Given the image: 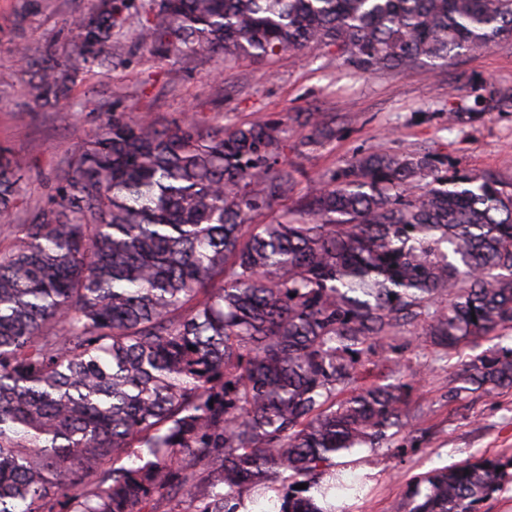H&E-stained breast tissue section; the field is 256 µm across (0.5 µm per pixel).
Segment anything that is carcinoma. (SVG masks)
<instances>
[{"mask_svg":"<svg viewBox=\"0 0 512 512\" xmlns=\"http://www.w3.org/2000/svg\"><path fill=\"white\" fill-rule=\"evenodd\" d=\"M138 16L128 31L126 21ZM129 35L160 61L269 59L325 44L364 71L438 68L512 41V0H93L70 50L10 51L27 111L112 71ZM512 112V86L448 127ZM304 115L299 146L336 136ZM277 119L172 128L108 113L0 251V512H336L335 459L408 426L401 384L358 385L406 328L448 352L512 331V182L416 152L353 157L267 224L294 180ZM27 160L0 157V213ZM512 387V348L470 358L451 396ZM136 456L128 466L124 459ZM306 483L322 498L300 496ZM512 483L498 456L411 480L394 512H478Z\"/></svg>","mask_w":512,"mask_h":512,"instance_id":"carcinoma-1","label":"carcinoma"}]
</instances>
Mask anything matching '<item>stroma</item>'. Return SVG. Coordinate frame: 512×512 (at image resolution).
Masks as SVG:
<instances>
[{"mask_svg":"<svg viewBox=\"0 0 512 512\" xmlns=\"http://www.w3.org/2000/svg\"><path fill=\"white\" fill-rule=\"evenodd\" d=\"M45 3L31 16L26 0H0V149L27 159L30 204L47 202L55 174L108 111L145 113L162 128L194 113L227 125L273 118L286 126L292 145L299 138V114H344L336 137L323 146L288 151L295 187L292 197L279 201L282 209L294 206L311 184L353 156L377 147L430 151L458 169L492 171L512 180V112L492 114L473 128L448 125L450 105H473L493 84L512 86L510 44L459 56L438 69L364 73L342 66L332 46L265 60L203 54L171 66L124 39L112 50V71L90 72L62 108L29 114L28 75L10 44L23 42L36 51L52 43L66 52L71 22L91 6V0ZM61 110L74 113V120L58 122ZM471 355L468 348L442 354L424 337L409 333L393 345L374 347L363 381L406 383L410 424L388 446L343 457L348 475L365 468L375 473L372 485L345 512H391L417 474L472 456L512 457V388L489 396L448 397L454 374Z\"/></svg>","mask_w":512,"mask_h":512,"instance_id":"stroma-1","label":"stroma"}]
</instances>
